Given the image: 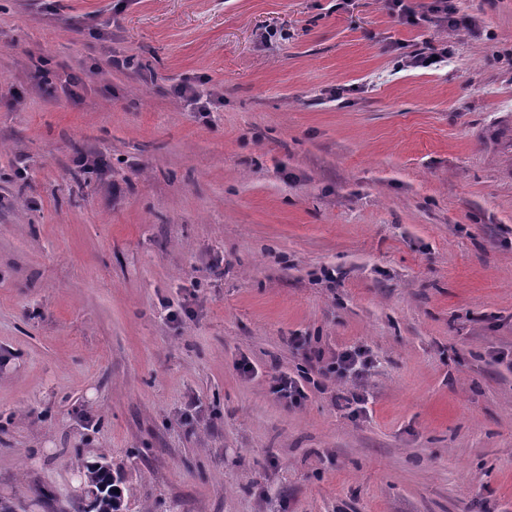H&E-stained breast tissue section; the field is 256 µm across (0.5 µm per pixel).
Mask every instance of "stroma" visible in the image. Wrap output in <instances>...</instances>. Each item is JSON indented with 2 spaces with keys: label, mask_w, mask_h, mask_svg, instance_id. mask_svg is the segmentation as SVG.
Listing matches in <instances>:
<instances>
[{
  "label": "stroma",
  "mask_w": 512,
  "mask_h": 512,
  "mask_svg": "<svg viewBox=\"0 0 512 512\" xmlns=\"http://www.w3.org/2000/svg\"><path fill=\"white\" fill-rule=\"evenodd\" d=\"M456 4L0 0L1 503L512 512V0ZM407 0H388L387 7L392 15L406 23L418 24L420 20L434 24L435 26H453L457 23V14L454 0H435L427 12L417 16L414 9L407 3ZM175 95L184 100L194 112H210L211 99L190 84H182L174 89ZM370 364V351L359 347L334 356L326 370L339 378H361L368 372ZM86 479L91 497L87 504L79 505L77 512H120L123 508L121 491L115 492L122 483L119 473H112L110 468L101 463L87 467Z\"/></svg>",
  "instance_id": "stroma-1"
}]
</instances>
